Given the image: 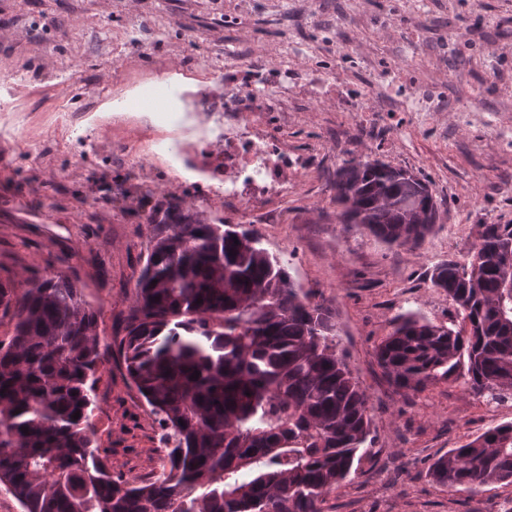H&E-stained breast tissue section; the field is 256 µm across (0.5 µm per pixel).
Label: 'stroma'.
Segmentation results:
<instances>
[{"instance_id": "35a3bbf8", "label": "stroma", "mask_w": 512, "mask_h": 512, "mask_svg": "<svg viewBox=\"0 0 512 512\" xmlns=\"http://www.w3.org/2000/svg\"><path fill=\"white\" fill-rule=\"evenodd\" d=\"M202 52L248 64L250 119L309 157L271 223L251 229L330 309L368 396L366 455L325 512H505L512 484L451 489L430 466L512 422V402L485 412L459 381L398 389L376 351L400 312L454 319L432 267L467 262L479 225L512 224V0H0V113L15 115L0 136V287L63 275L95 310L106 356L92 423L113 474L151 477L164 456L120 351L147 255L172 210L238 221L208 194L199 149L177 161L132 149L134 125L151 122L131 106L146 90L207 96ZM367 157L428 183L438 220L421 247L341 222L336 171Z\"/></svg>"}]
</instances>
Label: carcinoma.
<instances>
[{
	"label": "carcinoma",
	"mask_w": 512,
	"mask_h": 512,
	"mask_svg": "<svg viewBox=\"0 0 512 512\" xmlns=\"http://www.w3.org/2000/svg\"><path fill=\"white\" fill-rule=\"evenodd\" d=\"M335 190L342 222L387 244L418 248L436 224L427 182L379 160L345 162ZM430 283L457 320L398 314L377 347L389 380L419 391L462 378L512 399V224L481 225L469 261L437 263ZM137 288L121 351L161 430L160 472L120 479L99 453L96 314L59 277L15 298L0 287L15 319L0 343V484L24 512H324L371 424L329 308L252 232L207 218L176 217ZM431 475L450 488L512 483V422L449 450Z\"/></svg>",
	"instance_id": "1"
}]
</instances>
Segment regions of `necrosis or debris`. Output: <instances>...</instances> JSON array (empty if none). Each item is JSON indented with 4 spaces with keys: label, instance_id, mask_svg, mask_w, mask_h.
<instances>
[{
    "label": "necrosis or debris",
    "instance_id": "1",
    "mask_svg": "<svg viewBox=\"0 0 512 512\" xmlns=\"http://www.w3.org/2000/svg\"><path fill=\"white\" fill-rule=\"evenodd\" d=\"M253 91L234 66L224 70L223 93L202 101L196 111L173 112L169 98H147L155 120L152 140L170 139L172 127L192 124L213 163V197L224 198L250 222L266 214L270 202L286 197L309 169L307 157L292 154L283 138L248 120L239 101Z\"/></svg>",
    "mask_w": 512,
    "mask_h": 512
}]
</instances>
